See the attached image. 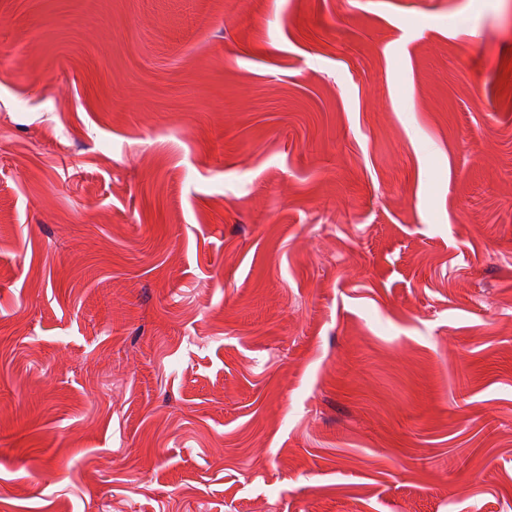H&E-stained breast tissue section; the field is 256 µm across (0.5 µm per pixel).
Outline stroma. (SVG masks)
Returning a JSON list of instances; mask_svg holds the SVG:
<instances>
[{"instance_id":"1","label":"stroma","mask_w":512,"mask_h":512,"mask_svg":"<svg viewBox=\"0 0 512 512\" xmlns=\"http://www.w3.org/2000/svg\"><path fill=\"white\" fill-rule=\"evenodd\" d=\"M512 512V0H0V512Z\"/></svg>"}]
</instances>
